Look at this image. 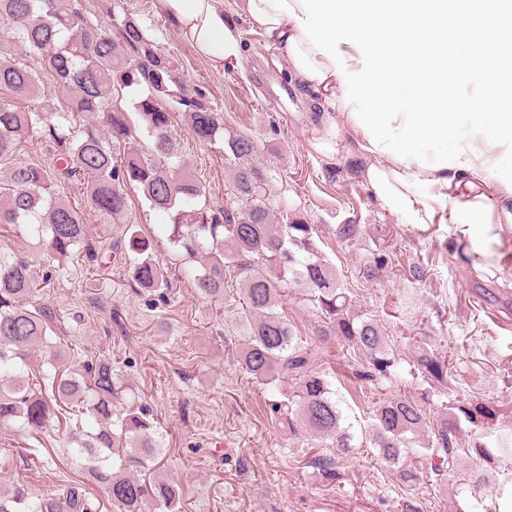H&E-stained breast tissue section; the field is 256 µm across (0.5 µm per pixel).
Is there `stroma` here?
<instances>
[{"mask_svg": "<svg viewBox=\"0 0 512 512\" xmlns=\"http://www.w3.org/2000/svg\"><path fill=\"white\" fill-rule=\"evenodd\" d=\"M244 2L219 0L241 46L240 56L223 66L193 48L160 0H81V7L94 23L110 22L118 4L139 15L187 89L204 93L223 113L226 130L254 139L251 163L267 175L272 207L314 227L341 287L357 310L378 320L401 359L390 379L361 388L337 366L335 385L351 415L367 420L375 401L402 396L418 400L436 421L444 405L465 398L494 406L492 434L512 436V228L504 227L496 243L465 263L452 249L447 225L419 230L380 210L362 185L365 160L318 148L333 126L344 144H352L351 124L291 76L284 46L267 42ZM173 139L208 202L231 203V169L216 145L199 140L181 119ZM52 163L44 132L33 129L22 134L13 156L0 160V176L18 164ZM128 195L124 215L92 218L89 242L99 250L137 226L154 236V257L168 269V287H139L120 265L58 264L36 256L51 280L29 304L54 313L74 361L118 362L133 401L149 408L163 433L167 462L158 477L179 485L181 512H400L410 496L424 512H483L466 496H454L448 482L403 486L366 447L342 461L337 482L322 483L308 465L311 449L271 422L269 390L238 367L232 329L233 312L242 304L237 281H230L224 299L200 295L169 243L155 236L166 216L137 189ZM340 224L359 225L361 232L338 241ZM421 344L447 358L444 381L414 369L412 353ZM459 437L461 470L485 476L490 490L512 491L511 469L487 466L471 453L469 423H462ZM66 444L65 431L55 426L34 439L0 425V485L20 482L41 495L76 480Z\"/></svg>", "mask_w": 512, "mask_h": 512, "instance_id": "1", "label": "stroma"}]
</instances>
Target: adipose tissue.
<instances>
[{
  "label": "adipose tissue",
  "instance_id": "adipose-tissue-1",
  "mask_svg": "<svg viewBox=\"0 0 512 512\" xmlns=\"http://www.w3.org/2000/svg\"><path fill=\"white\" fill-rule=\"evenodd\" d=\"M288 2L296 7L294 15L272 9L265 0H245V10L270 40L286 47L293 75L327 106L343 110L344 88L334 63L302 34L296 18L304 10L297 0ZM161 6L200 54L219 64L238 54V35L218 0H161ZM463 146L460 159L439 170L422 168L411 158L395 161L393 154L376 150L361 130L354 150L368 161L362 179L372 201L397 223L422 229L446 222L455 236L481 244L492 240L501 225L512 224V192L486 173L488 154L503 155L505 148L487 145L481 135Z\"/></svg>",
  "mask_w": 512,
  "mask_h": 512
}]
</instances>
